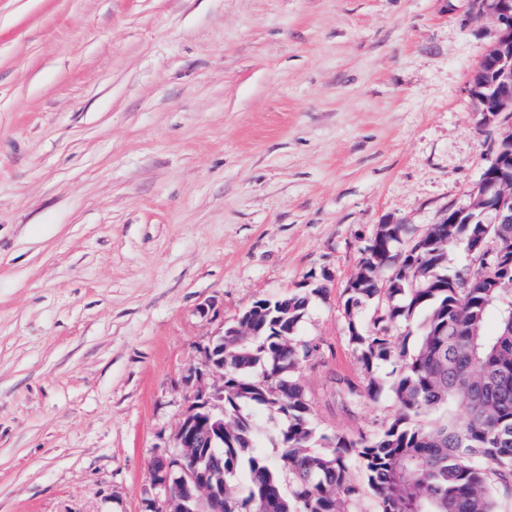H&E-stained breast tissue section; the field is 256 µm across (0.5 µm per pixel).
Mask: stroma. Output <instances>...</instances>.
<instances>
[{
	"label": "stroma",
	"mask_w": 512,
	"mask_h": 512,
	"mask_svg": "<svg viewBox=\"0 0 512 512\" xmlns=\"http://www.w3.org/2000/svg\"><path fill=\"white\" fill-rule=\"evenodd\" d=\"M496 37L478 0H0V512H149L212 339L308 282L315 426L391 422L344 287L470 205Z\"/></svg>",
	"instance_id": "obj_1"
}]
</instances>
